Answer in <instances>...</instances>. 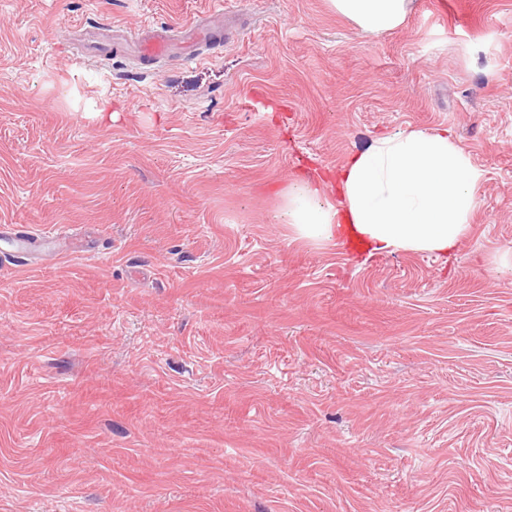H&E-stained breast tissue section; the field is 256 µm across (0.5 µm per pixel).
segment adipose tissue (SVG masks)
<instances>
[{
    "instance_id": "ef3b65f1",
    "label": "adipose tissue",
    "mask_w": 512,
    "mask_h": 512,
    "mask_svg": "<svg viewBox=\"0 0 512 512\" xmlns=\"http://www.w3.org/2000/svg\"><path fill=\"white\" fill-rule=\"evenodd\" d=\"M365 32L399 27L410 0H329ZM482 173L449 130L383 136L347 161L336 176L338 205L304 181L289 189L286 221L300 236H345L376 253L452 252L467 236Z\"/></svg>"
}]
</instances>
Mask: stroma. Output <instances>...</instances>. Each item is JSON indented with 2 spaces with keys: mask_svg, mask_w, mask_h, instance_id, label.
I'll list each match as a JSON object with an SVG mask.
<instances>
[{
  "mask_svg": "<svg viewBox=\"0 0 512 512\" xmlns=\"http://www.w3.org/2000/svg\"><path fill=\"white\" fill-rule=\"evenodd\" d=\"M208 5L198 56L125 42ZM441 127L484 173L455 251L286 224L297 177ZM2 224L88 250L0 258V512H512V0L380 36L328 0H0Z\"/></svg>",
  "mask_w": 512,
  "mask_h": 512,
  "instance_id": "obj_1",
  "label": "stroma"
}]
</instances>
